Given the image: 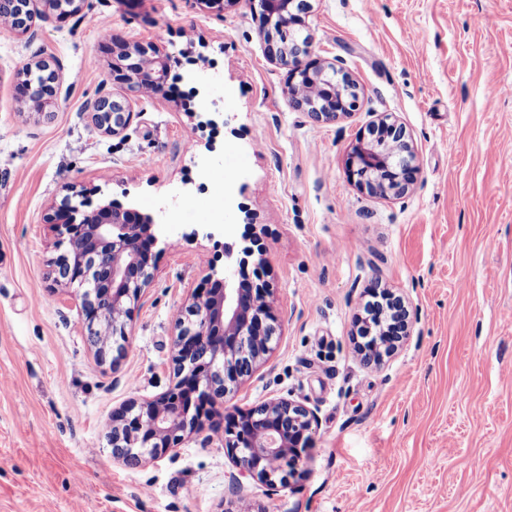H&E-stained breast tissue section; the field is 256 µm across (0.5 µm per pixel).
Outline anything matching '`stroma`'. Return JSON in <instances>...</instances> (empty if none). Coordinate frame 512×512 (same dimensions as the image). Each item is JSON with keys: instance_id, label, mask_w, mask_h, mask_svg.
Wrapping results in <instances>:
<instances>
[{"instance_id": "35a3bbf8", "label": "stroma", "mask_w": 512, "mask_h": 512, "mask_svg": "<svg viewBox=\"0 0 512 512\" xmlns=\"http://www.w3.org/2000/svg\"><path fill=\"white\" fill-rule=\"evenodd\" d=\"M77 3L31 0L24 31L0 19V512H233L223 437L130 467L108 431L115 408L172 382L174 321L224 265L202 227L247 210L277 338L224 404L284 397L318 418L303 475L272 497L249 484L253 512H512V0H311L312 56L360 86L332 123L290 104L259 0ZM135 43L171 57L176 93L114 80ZM39 61L57 77L42 106L20 86ZM101 97L126 106L124 128L95 123ZM385 114L420 170L401 197L347 172ZM82 199L175 216L114 365L94 357L81 288L56 274L50 218ZM375 287L416 314L377 368L354 340Z\"/></svg>"}]
</instances>
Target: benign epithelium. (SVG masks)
Returning a JSON list of instances; mask_svg holds the SVG:
<instances>
[{
	"mask_svg": "<svg viewBox=\"0 0 512 512\" xmlns=\"http://www.w3.org/2000/svg\"><path fill=\"white\" fill-rule=\"evenodd\" d=\"M294 3L310 12V0H260L267 57L289 69L286 94L295 107L318 122H334L356 106L357 84L336 66L309 58V39L288 47L276 41V30L302 22V15L290 12ZM133 53L146 62L144 72L153 94L165 95L169 59L142 45L125 55ZM92 110L100 122H108L114 129L125 121L124 107L116 101L100 98ZM381 128L395 132L392 148L407 154L409 160L393 165L389 154H378L361 141L348 158V172L371 196H403L416 184L419 168L406 128L385 118ZM51 221L66 244L58 277L84 288L81 306L89 319L97 358L102 361L107 337L94 323L111 327L113 343L123 350L124 318L131 312L128 304L138 299L150 279L152 249L160 241L158 222L134 209L110 203L93 208L85 200L68 206ZM263 255L250 212H245V224L224 225V271L211 269L195 292L187 316L175 321L171 386L153 399L131 400L112 412V456L127 465L156 460L207 430H224L225 449L236 469L230 482L237 494V512L252 509L243 492V480L265 485L270 495L288 485L317 424L314 410L294 399H271L248 410L224 406L229 385L250 376L270 352L275 329L267 301L270 289L259 268ZM383 293L389 297L393 331L383 336L381 347L360 352L365 366L382 365L384 353L396 352L413 328L404 297L386 288ZM221 411L222 428L214 420Z\"/></svg>",
	"mask_w": 512,
	"mask_h": 512,
	"instance_id": "7a95c632",
	"label": "benign epithelium"
}]
</instances>
